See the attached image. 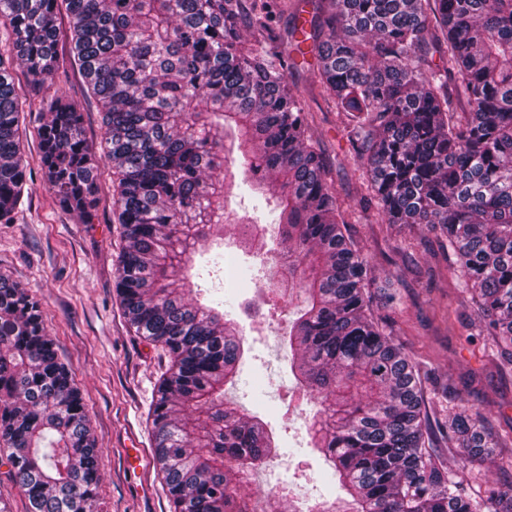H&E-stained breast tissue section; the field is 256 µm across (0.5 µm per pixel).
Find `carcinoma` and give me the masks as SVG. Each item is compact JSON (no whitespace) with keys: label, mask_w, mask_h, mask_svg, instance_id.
<instances>
[{"label":"carcinoma","mask_w":512,"mask_h":512,"mask_svg":"<svg viewBox=\"0 0 512 512\" xmlns=\"http://www.w3.org/2000/svg\"><path fill=\"white\" fill-rule=\"evenodd\" d=\"M295 0H0V223L21 203V97L4 58L45 85L65 7L74 62L104 129L55 96L38 131L50 189L83 216L100 167L115 170L127 246L117 297L137 335L171 366L152 413L173 512H257L242 475L275 447L224 400L242 357L224 299L184 297L198 247L224 239V181L239 153L258 180L305 295L288 332L292 373L317 410L311 445L343 512H512V491L472 492L448 461L512 457V435L459 405L434 422L414 360L375 319L374 265L347 233L288 59L311 41L316 82L345 116L366 180L367 224L424 225L454 257L473 304L468 327L512 372V0H306L310 31L275 18ZM439 57L434 63L433 57ZM0 443L29 512H95L101 475L82 397L38 304L0 275Z\"/></svg>","instance_id":"obj_1"}]
</instances>
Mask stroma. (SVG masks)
I'll use <instances>...</instances> for the list:
<instances>
[{
  "instance_id": "obj_1",
  "label": "stroma",
  "mask_w": 512,
  "mask_h": 512,
  "mask_svg": "<svg viewBox=\"0 0 512 512\" xmlns=\"http://www.w3.org/2000/svg\"><path fill=\"white\" fill-rule=\"evenodd\" d=\"M312 57L297 59L288 74L309 113L311 132L331 164V182L350 205L365 187L353 170L351 147L341 118L314 83ZM13 74L19 93L41 100L59 94L84 114V135L99 145L103 130L83 78L67 64L35 92L22 68ZM26 186L12 223L0 224V274L18 283L40 305L60 360L72 372L100 451L101 512H171V503L154 456L152 411L169 355L136 336L115 292L119 257L126 245L113 201L118 180L103 170L99 207L90 223L56 200L42 169L35 122L21 133ZM348 230L376 268L370 291L373 312L384 320L393 341L428 378L430 412L445 417L457 401L491 415L496 428L512 431V376L500 375L494 351L482 341L468 342L471 304L455 288L448 256L434 233L414 226L361 224L349 213ZM300 299L272 297L260 280L238 282L224 271V317L240 331L244 355L239 380L227 386V399L241 412L268 424L278 445L242 490L255 498L275 495L280 512H313L333 500L322 482L323 455L311 448L307 423L313 407L296 385L282 345ZM450 378L454 393L441 395L435 377ZM464 479L473 491L512 486V460L468 466Z\"/></svg>"
}]
</instances>
